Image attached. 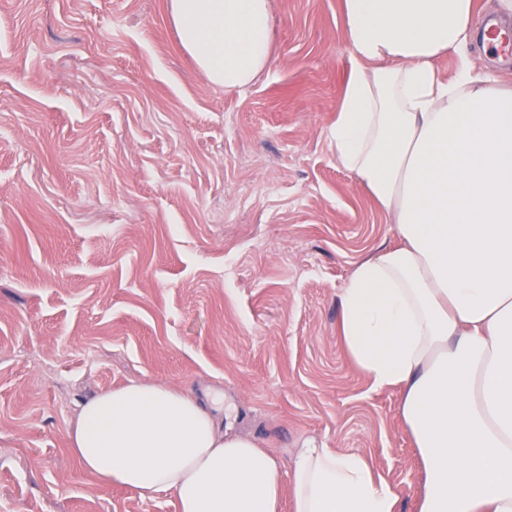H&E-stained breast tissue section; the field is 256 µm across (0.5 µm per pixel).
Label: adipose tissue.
I'll return each instance as SVG.
<instances>
[{
    "label": "adipose tissue",
    "instance_id": "ef3b65f1",
    "mask_svg": "<svg viewBox=\"0 0 512 512\" xmlns=\"http://www.w3.org/2000/svg\"><path fill=\"white\" fill-rule=\"evenodd\" d=\"M182 48L241 89L272 58L270 0H171ZM353 68L326 131L338 163L400 240L360 260L339 296L345 349L401 393L418 450L414 512H512V84L435 61L481 39L474 0H343ZM69 450L103 485L178 512H401L370 462L303 443L282 465L184 389L132 382L82 403Z\"/></svg>",
    "mask_w": 512,
    "mask_h": 512
}]
</instances>
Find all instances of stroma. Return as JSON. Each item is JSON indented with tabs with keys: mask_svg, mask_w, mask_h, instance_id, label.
<instances>
[{
	"mask_svg": "<svg viewBox=\"0 0 512 512\" xmlns=\"http://www.w3.org/2000/svg\"><path fill=\"white\" fill-rule=\"evenodd\" d=\"M170 0H0V512H177L68 450L88 397L184 388L282 463L371 459L412 512L401 394L339 336L356 264L396 244L325 138L352 66L342 0H271L273 58L210 83Z\"/></svg>",
	"mask_w": 512,
	"mask_h": 512,
	"instance_id": "1",
	"label": "stroma"
}]
</instances>
